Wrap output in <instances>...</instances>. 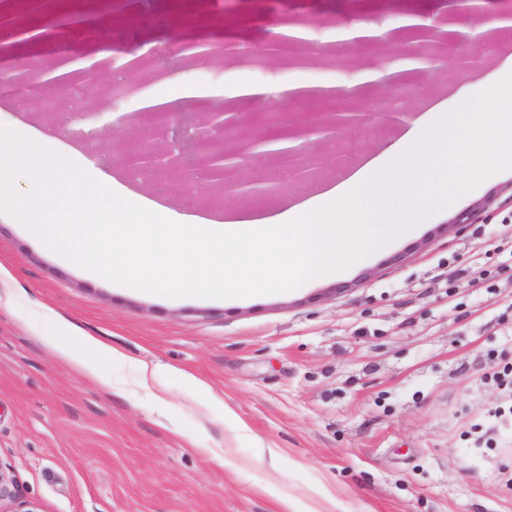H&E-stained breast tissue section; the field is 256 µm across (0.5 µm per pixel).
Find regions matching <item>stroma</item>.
Segmentation results:
<instances>
[{
  "mask_svg": "<svg viewBox=\"0 0 512 512\" xmlns=\"http://www.w3.org/2000/svg\"><path fill=\"white\" fill-rule=\"evenodd\" d=\"M152 0L113 54L224 30ZM333 68L210 64L149 91L332 85ZM480 208L462 231L450 224ZM0 211V470L42 512H512V162L331 277L263 296L142 294L98 280ZM126 354L112 390L49 355L46 310ZM153 363L141 388L133 360Z\"/></svg>",
  "mask_w": 512,
  "mask_h": 512,
  "instance_id": "obj_1",
  "label": "stroma"
}]
</instances>
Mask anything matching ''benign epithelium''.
Instances as JSON below:
<instances>
[{
	"label": "benign epithelium",
	"mask_w": 512,
	"mask_h": 512,
	"mask_svg": "<svg viewBox=\"0 0 512 512\" xmlns=\"http://www.w3.org/2000/svg\"><path fill=\"white\" fill-rule=\"evenodd\" d=\"M13 9L0 10V44L5 36H26V41L43 42L45 65L38 70L12 66L0 70V83L36 85L63 91L64 87L43 80V77L66 64L81 65L62 76L65 83L87 89L96 99L94 108L71 112L58 123L59 131L72 137L95 139L101 132L124 136L120 158L129 168H147L163 183L185 196L211 192L244 198L259 188L271 197L299 183L314 178L321 170L320 162L299 161L309 149L342 156L356 149L354 135L368 129L397 124L412 116V102L421 91L428 75L449 74L463 82L472 69L485 58L483 49L460 51L470 38L447 30L464 20L481 22L489 7L499 20L512 17V0H451L452 10L433 17L422 15L425 24L390 27L384 9L369 15L357 11L364 21L376 26L378 34L323 45L309 37L296 39L275 35L268 47L247 41L211 42L207 38L188 39L182 44L183 59L191 68L202 57L191 52L195 45H209L225 67L252 63L254 59L271 62L282 69L326 65L336 62L344 72L345 83L326 89L315 86L303 97L288 99L282 110L268 112L242 105L248 98L193 99L172 102L161 109H137L132 91L144 89L157 80L148 70V54L133 59L107 56L101 59L91 53H59L50 50L57 30L62 27L102 31L99 19L105 16L118 22L134 14L138 0H97L92 12L70 8L71 0H57L49 11L45 0H26L19 10L17 0H10ZM173 12L187 20L199 13L205 0H169ZM269 6H283L281 25L300 27L306 32L336 25L334 18L309 7L310 0H258ZM43 18L45 32L32 37L35 20ZM293 140L294 147L280 152L257 153L262 142ZM262 156L275 165L295 167L294 180L254 177L243 182L241 172Z\"/></svg>",
	"instance_id": "benign-epithelium-1"
}]
</instances>
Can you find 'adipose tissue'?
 <instances>
[{
	"label": "adipose tissue",
	"instance_id": "ef3b65f1",
	"mask_svg": "<svg viewBox=\"0 0 512 512\" xmlns=\"http://www.w3.org/2000/svg\"><path fill=\"white\" fill-rule=\"evenodd\" d=\"M46 140L23 124H0V185L29 180V192L9 202L35 216L28 230L47 248L94 276L125 273L146 293L262 292L332 274L413 233L431 211L494 174L512 156V60L419 111L397 143L280 212L261 196L220 222L178 212L116 182L97 157L65 144L47 152ZM48 195L59 197L65 221L39 220ZM45 318L39 339L48 352L110 387L102 368L120 352L54 313Z\"/></svg>",
	"mask_w": 512,
	"mask_h": 512
}]
</instances>
